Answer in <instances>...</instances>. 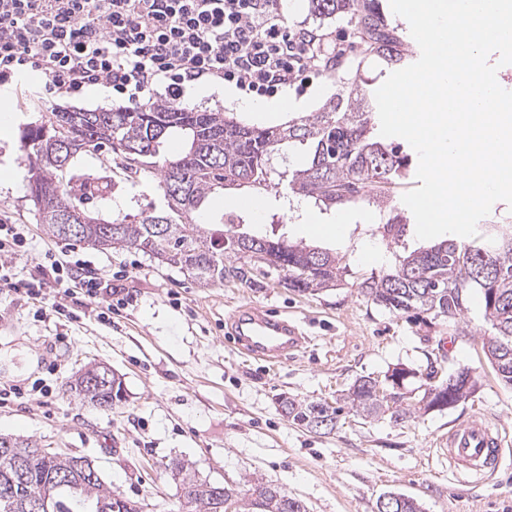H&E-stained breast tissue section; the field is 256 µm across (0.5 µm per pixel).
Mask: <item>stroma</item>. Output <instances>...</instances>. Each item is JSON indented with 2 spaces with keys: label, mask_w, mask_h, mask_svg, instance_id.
<instances>
[{
  "label": "stroma",
  "mask_w": 512,
  "mask_h": 512,
  "mask_svg": "<svg viewBox=\"0 0 512 512\" xmlns=\"http://www.w3.org/2000/svg\"><path fill=\"white\" fill-rule=\"evenodd\" d=\"M291 27L319 29L326 51L344 50L342 79L314 76L304 93L287 89L272 97V127L318 111L353 78L383 83L376 59L359 61L347 18L317 22L309 0H283ZM25 87L40 102L0 93V114L11 113L0 131V220L23 225L26 244L13 261L16 280L28 281L45 253L62 240L46 233L27 196V167L20 151L22 130L62 109L118 108L99 87L71 94L50 92L42 72L29 73ZM409 177L396 189L392 205L365 203L325 211L280 193L228 188L212 195L210 210L240 222L243 231L285 234L341 257L347 269L341 287L311 294L280 285L277 278L257 285L224 282L208 287L158 265L135 250H98L80 245L102 280L118 279L128 303L100 319V305L81 293L64 300L68 316L53 312L54 289L34 299L24 291L0 288V389L17 386L23 398L0 408V433L36 440L90 459L102 480L137 502L140 512H178L181 488L169 465L188 463L202 480L248 492L259 483L278 487L304 502L308 512H377L388 492L414 497L422 512H512V387L504 385L487 360L482 340L491 325L477 295L467 299L463 318L432 324L376 305L362 281L382 274L397 254L420 247L414 233L403 243L383 239L378 226L390 208H402ZM257 199L262 219L241 206ZM344 217L340 238L303 234L309 218L331 224ZM377 248L383 262L360 260L364 246ZM269 308L297 322L306 340L288 358L266 362L248 357L228 339V317L238 308ZM104 363L123 386L121 402L105 410L70 398L69 382L85 368ZM412 370L415 389L427 373L445 380L469 368L478 382L465 401L444 411L415 413L404 422L363 420L342 415L336 428L320 433L292 425L277 400L335 402L362 376ZM53 389L45 397L31 389L36 380ZM480 417L499 429L503 448L497 471L461 482L435 442L455 423Z\"/></svg>",
  "instance_id": "35a3bbf8"
}]
</instances>
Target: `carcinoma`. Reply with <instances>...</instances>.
<instances>
[{
    "mask_svg": "<svg viewBox=\"0 0 512 512\" xmlns=\"http://www.w3.org/2000/svg\"><path fill=\"white\" fill-rule=\"evenodd\" d=\"M317 18L349 17L360 55L373 57L385 69L396 71L410 63L402 27L384 12L381 0H310ZM375 89L367 82L355 84L346 95L326 103L284 126L259 128L237 121L224 112H197L180 105L158 103L137 109H95L53 113V119L27 126L21 147L27 159L28 197L49 234L91 247L115 251L135 249L175 268L202 286L224 282L231 275L252 282L273 274L284 287L298 292L335 287L343 268L336 256L289 241L259 236L258 247L278 260L262 267L252 263L241 248L218 247L215 233L226 230L224 215L205 208L218 188L242 186L260 190L278 187L288 179L292 192L325 209L351 203L391 198L393 189L409 177L408 159L374 134ZM171 139L184 150L170 157L165 146ZM305 147L302 161L280 170L277 160L284 145ZM107 147L116 155L117 168L134 179L142 174L159 176L158 187L166 208L143 210L138 220L112 216L121 210L124 196L112 176L90 174L79 164L88 146ZM83 212L88 223H61L68 213ZM407 217L394 216L382 225V236L396 243L404 236ZM361 288L372 301L396 313H430L434 317L460 319L467 311L470 292L480 294L484 317L494 333L484 338L483 351L499 380L512 386V233H501L475 246L443 240L426 249L411 251L397 265L379 276H370ZM395 368L384 379L362 376L348 391L346 401L326 406L338 419L345 405L365 419L400 422L411 411L426 413L433 401L420 390L414 408L403 404L395 390ZM448 387V404L459 403L475 389L467 368L458 370L438 387ZM72 396L82 402L112 408L120 397L121 382L96 365L69 383ZM279 405L294 424L310 431H331L336 424L317 427L319 401L282 397ZM69 457L53 455L32 463L31 475L7 500L0 498V512H29V503L46 493L61 512H139L137 505L105 487L102 479L78 489L69 485L48 491V478L68 468ZM171 470L182 490L180 512H225L214 490L218 484L199 481L180 461ZM286 494L269 486L254 502L260 512H283Z\"/></svg>",
    "mask_w": 512,
    "mask_h": 512,
    "instance_id": "obj_1",
    "label": "carcinoma"
}]
</instances>
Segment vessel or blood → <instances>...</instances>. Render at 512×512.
Instances as JSON below:
<instances>
[{
    "mask_svg": "<svg viewBox=\"0 0 512 512\" xmlns=\"http://www.w3.org/2000/svg\"><path fill=\"white\" fill-rule=\"evenodd\" d=\"M236 346L260 360L277 361L304 342L295 322L258 307L240 308L229 320ZM499 432L470 418L454 424L438 442L437 452L464 479H482L499 459Z\"/></svg>",
    "mask_w": 512,
    "mask_h": 512,
    "instance_id": "1",
    "label": "vessel or blood"
}]
</instances>
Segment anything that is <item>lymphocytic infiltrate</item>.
Here are the masks:
<instances>
[{
    "label": "lymphocytic infiltrate",
    "mask_w": 512,
    "mask_h": 512,
    "mask_svg": "<svg viewBox=\"0 0 512 512\" xmlns=\"http://www.w3.org/2000/svg\"><path fill=\"white\" fill-rule=\"evenodd\" d=\"M323 38L291 29L281 0H0V86L43 71L54 89L104 86L133 107L179 103L197 83L271 97L320 69ZM29 294L73 288L111 308L119 288L88 264L50 255Z\"/></svg>",
    "instance_id": "f902f5d3"
}]
</instances>
